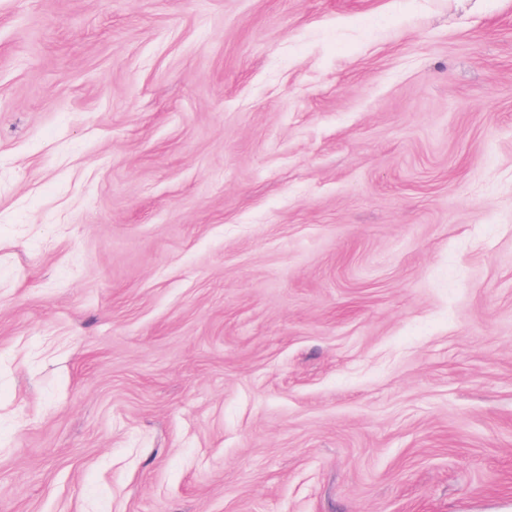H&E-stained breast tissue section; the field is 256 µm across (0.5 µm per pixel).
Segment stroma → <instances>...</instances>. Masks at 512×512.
Returning a JSON list of instances; mask_svg holds the SVG:
<instances>
[{
	"label": "stroma",
	"instance_id": "stroma-1",
	"mask_svg": "<svg viewBox=\"0 0 512 512\" xmlns=\"http://www.w3.org/2000/svg\"><path fill=\"white\" fill-rule=\"evenodd\" d=\"M0 512H512V0H0Z\"/></svg>",
	"mask_w": 512,
	"mask_h": 512
}]
</instances>
